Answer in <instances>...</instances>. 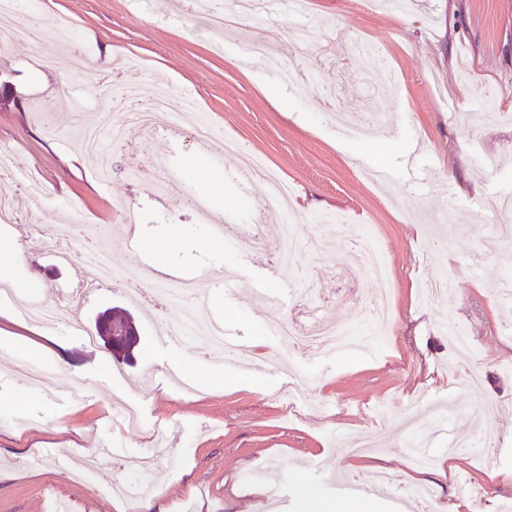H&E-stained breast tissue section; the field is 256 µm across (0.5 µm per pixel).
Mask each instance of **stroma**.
Returning <instances> with one entry per match:
<instances>
[{
    "instance_id": "35a3bbf8",
    "label": "stroma",
    "mask_w": 512,
    "mask_h": 512,
    "mask_svg": "<svg viewBox=\"0 0 512 512\" xmlns=\"http://www.w3.org/2000/svg\"><path fill=\"white\" fill-rule=\"evenodd\" d=\"M36 21L52 33L49 49L68 70L45 74L32 66L37 50L7 40L18 23ZM307 21L317 31L343 27L350 39L378 44L380 55L349 52L334 59H298L288 41L290 27ZM262 54H271L306 85L284 81L247 53L246 32L210 31L205 18L177 11L166 0H21L14 15H0V148L14 158L11 185L18 221L0 228L22 254L16 277L41 304L55 303L73 288L76 269L56 265L45 228L66 219L106 233L115 269L149 267L193 284L204 272L215 282L208 314L246 338L244 357L252 365L198 359L199 344L158 347L167 320L179 307L159 312L135 297L132 285L96 288L86 294L80 318L94 327L99 313L127 309L140 342L130 362L113 359L103 344L85 346L65 328L44 329L16 312L0 295L1 336H20L67 348L59 367L63 390L83 397L60 400L17 375L0 357V512H269L265 475L277 469L279 512H314L338 501L340 479L370 482L388 472L393 492L366 497L367 512H425L406 487L430 484L438 512H498L512 499V303L499 302L493 284L506 269L489 254L479 268L469 264L494 233L508 234L496 209L512 197V0H414L402 11L367 8L364 0H288L287 8L258 21ZM85 56L131 58L130 67L110 71L113 82L139 86L142 96L155 83L188 93L215 135H234L251 153L266 159L292 188L301 238L317 235L339 245L334 258L311 266L307 252L293 273L312 277L322 315L357 323L362 303L342 251L354 226H366L383 253L394 284L392 322L372 337L369 352L316 358L293 353L276 370L265 357L281 353L269 331L280 317L303 311L282 296L280 271L271 252L239 240L250 219L259 185L243 188L236 155L195 144L189 125L154 136L138 128L127 143L111 147L113 173L101 184L73 130L77 103H92L80 68ZM367 127L358 137L332 119L324 90ZM415 163H408L410 151ZM175 174L177 184L158 197L142 193L156 168ZM388 172L387 185L367 172ZM38 174L46 188L42 205L24 190L26 175ZM224 189L211 195L210 178ZM140 220V245L130 248L119 231L124 216ZM224 227L213 238L211 224ZM173 245L164 256L149 252L153 240ZM454 277L455 293L444 303L423 301L420 288ZM451 319L470 334L473 350L460 359L441 326ZM479 368L478 392L458 388L469 368ZM173 369L201 387L181 395L164 379ZM128 396L140 408L143 428L123 431L109 402ZM494 402L487 417L472 397ZM368 431L381 451L349 457L343 436ZM161 466L145 502L115 495L127 481L125 455L152 448ZM469 434L490 445L488 455L449 453L452 437ZM429 442L431 469L413 472L408 455L414 440ZM122 443L106 475L89 486L76 468L55 458L79 460L104 441ZM447 466L445 476L435 473Z\"/></svg>"
}]
</instances>
